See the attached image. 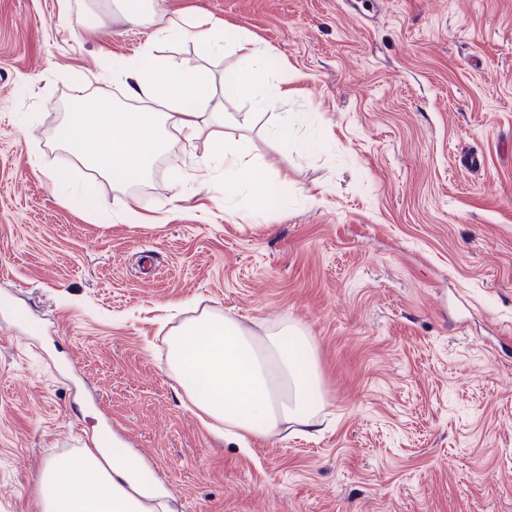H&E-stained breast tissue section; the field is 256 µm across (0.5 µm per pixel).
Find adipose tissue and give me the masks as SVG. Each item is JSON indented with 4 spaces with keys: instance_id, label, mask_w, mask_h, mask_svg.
Returning <instances> with one entry per match:
<instances>
[{
    "instance_id": "ef3b65f1",
    "label": "adipose tissue",
    "mask_w": 512,
    "mask_h": 512,
    "mask_svg": "<svg viewBox=\"0 0 512 512\" xmlns=\"http://www.w3.org/2000/svg\"><path fill=\"white\" fill-rule=\"evenodd\" d=\"M186 41L205 58L230 46L250 59L247 69L224 73V98L240 103L241 111L212 106L210 72L170 54V47ZM112 74L126 79L133 107L102 101L71 113L55 131L79 164L113 186L131 187L149 180L171 136L188 146L204 136L210 148L195 167L223 168L225 199L257 186L262 198L277 193L275 183L261 179L241 132L250 128L255 110L286 99L289 90L276 78L270 54L238 28L205 19L169 21L155 29L138 56L113 59ZM167 370L201 419L242 438L269 436L288 421L311 424L323 398L315 347L288 323L259 337L234 317L202 314L169 336ZM166 494L118 445L50 462L39 481L43 512H161Z\"/></svg>"
}]
</instances>
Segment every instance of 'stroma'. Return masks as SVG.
I'll list each match as a JSON object with an SVG mask.
<instances>
[{
    "label": "stroma",
    "mask_w": 512,
    "mask_h": 512,
    "mask_svg": "<svg viewBox=\"0 0 512 512\" xmlns=\"http://www.w3.org/2000/svg\"><path fill=\"white\" fill-rule=\"evenodd\" d=\"M181 12L287 79L291 143L273 109L246 143L282 198L225 202L194 172L202 143L135 190L57 144L77 75L126 105L113 58ZM175 54L217 88L249 65ZM54 173L94 183L91 205ZM205 310L312 337L313 425L242 441L201 423L166 337ZM108 431L168 512H512V0H155L139 26L110 0H0V512H42L45 465Z\"/></svg>",
    "instance_id": "35a3bbf8"
}]
</instances>
